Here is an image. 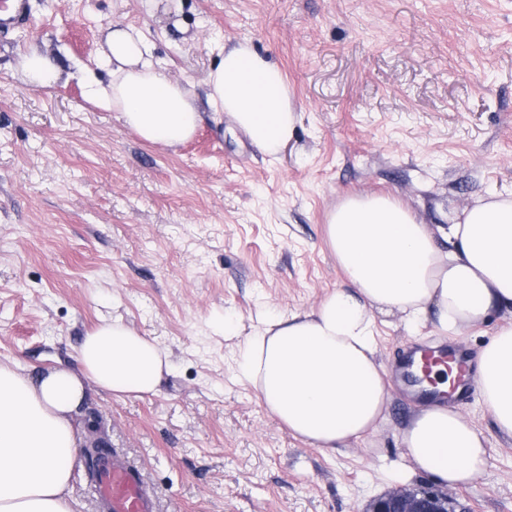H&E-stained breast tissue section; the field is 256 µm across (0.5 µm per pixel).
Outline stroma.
Masks as SVG:
<instances>
[{
    "mask_svg": "<svg viewBox=\"0 0 512 512\" xmlns=\"http://www.w3.org/2000/svg\"><path fill=\"white\" fill-rule=\"evenodd\" d=\"M0 34V361L37 375L76 364L101 320L167 352L158 392L88 386L73 469L75 512H99L84 451L136 461L160 512H364L407 465L403 431L422 406L391 369L445 344L376 318L388 401L377 431L339 448L295 438L236 377L261 319L305 311L349 282L328 246L347 195L388 193L435 233L478 196L512 193V0H30ZM142 31L201 119L167 147L89 102L113 26ZM249 42L284 72L300 121L275 154L207 104L220 47ZM36 50L61 70L24 81ZM459 412L487 465L455 487L473 512H512V435L479 392ZM21 70L27 84L51 87L60 79V71L46 55L32 50L22 57Z\"/></svg>",
    "mask_w": 512,
    "mask_h": 512,
    "instance_id": "35a3bbf8",
    "label": "stroma"
}]
</instances>
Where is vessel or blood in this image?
<instances>
[{
    "label": "vessel or blood",
    "instance_id": "vessel-or-blood-1",
    "mask_svg": "<svg viewBox=\"0 0 512 512\" xmlns=\"http://www.w3.org/2000/svg\"><path fill=\"white\" fill-rule=\"evenodd\" d=\"M30 21L28 0H7L0 7V29L27 25ZM456 362L457 382L453 397L462 400L472 390L470 353L455 345H442L436 348H415L402 355L393 369L396 382L415 388L417 400L425 403L436 402L434 392L416 389L415 367H422L424 373H431L437 366ZM94 493L100 512H157V497L143 478L142 470L119 452L99 455L95 461L92 479Z\"/></svg>",
    "mask_w": 512,
    "mask_h": 512
}]
</instances>
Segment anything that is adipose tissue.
I'll return each instance as SVG.
<instances>
[{"mask_svg":"<svg viewBox=\"0 0 512 512\" xmlns=\"http://www.w3.org/2000/svg\"><path fill=\"white\" fill-rule=\"evenodd\" d=\"M99 66L84 81L89 99L120 113L143 140L174 146L200 116L190 88L173 80L135 28H113ZM208 103L229 113L260 149L275 153L299 114L282 70L241 43L223 51L209 75ZM326 234L352 291L309 311L264 320L245 337L237 377L295 436L334 448L375 431L388 392L377 361L376 317L399 313L410 328L435 317L441 335L512 307V194L480 198L453 213L441 251L426 225L390 194H353L331 212ZM76 368L31 378L0 363V512H73L70 495L77 424L86 384L113 397L158 390L169 371L152 338L118 320L86 333ZM477 386L498 428L512 434V325L498 330L479 361ZM409 472L455 487L484 470V436L458 411L437 405L403 433Z\"/></svg>","mask_w":512,"mask_h":512,"instance_id":"ef3b65f1","label":"adipose tissue"}]
</instances>
